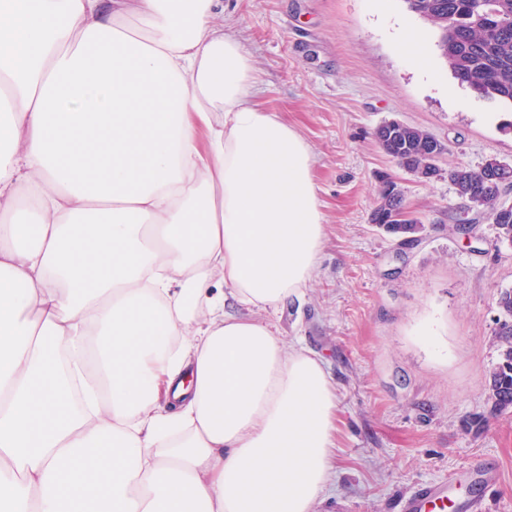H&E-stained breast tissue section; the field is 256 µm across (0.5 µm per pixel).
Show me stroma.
Wrapping results in <instances>:
<instances>
[{"mask_svg": "<svg viewBox=\"0 0 512 512\" xmlns=\"http://www.w3.org/2000/svg\"><path fill=\"white\" fill-rule=\"evenodd\" d=\"M223 2L257 70V102L314 155L325 226L316 276L302 302L252 313L318 355L336 387L337 458L314 512H401L417 484L478 458L499 470L486 512H512V412L486 417L512 245L470 216L448 179L454 167L512 162V104L460 84L438 28L405 0ZM404 36L419 40L427 69L403 54ZM393 119L446 145L436 177L403 173L380 150L374 131ZM384 172L422 226L412 243L370 222ZM468 216L469 240L455 228Z\"/></svg>", "mask_w": 512, "mask_h": 512, "instance_id": "obj_1", "label": "stroma"}]
</instances>
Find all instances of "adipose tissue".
I'll list each match as a JSON object with an SVG mask.
<instances>
[{"mask_svg":"<svg viewBox=\"0 0 512 512\" xmlns=\"http://www.w3.org/2000/svg\"><path fill=\"white\" fill-rule=\"evenodd\" d=\"M222 0H0V512H313L314 157ZM241 307L233 314L231 306Z\"/></svg>","mask_w":512,"mask_h":512,"instance_id":"1","label":"adipose tissue"}]
</instances>
